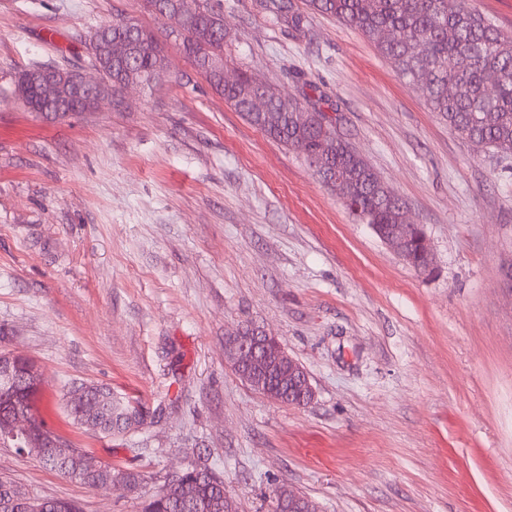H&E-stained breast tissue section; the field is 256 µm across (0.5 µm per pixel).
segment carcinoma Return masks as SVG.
<instances>
[{"label":"carcinoma","instance_id":"1","mask_svg":"<svg viewBox=\"0 0 512 512\" xmlns=\"http://www.w3.org/2000/svg\"><path fill=\"white\" fill-rule=\"evenodd\" d=\"M265 8L276 21H288V32L301 33L309 16L330 17L358 30L392 65L399 78L418 87L430 110L437 113L462 140L503 155H512V35L469 0H305V11L294 9L292 0H269ZM182 52L192 59L224 101L247 121L278 144L303 155L327 186L341 181L351 202L350 213L370 224L382 240L390 226L403 223L405 202L380 178L366 157L336 125L310 102L284 99L272 87L245 72L238 81L224 84L223 13L204 4L182 27L170 29ZM127 42L130 53L115 57L111 45ZM89 65L100 74L99 88L87 89L77 82V72L61 67L37 66L23 72L17 86L26 89L24 104L35 112L66 114L88 112L98 90L112 93V102H122L120 91L129 84L148 87L151 78L166 68V57L155 33L133 21L115 19L99 25L90 36ZM267 99V108L255 112L251 101ZM422 228L406 232L394 250L414 270L430 271ZM30 362L18 360L19 382L7 403L33 415L37 392L28 375ZM269 391L280 402L304 406L297 392H288L277 382ZM76 424L108 436L129 435L148 425L149 414L135 406L92 398L69 407ZM43 462L65 477L95 487L105 477L120 479L131 487L138 475L110 464L93 461L82 448H73L61 458L48 452ZM13 484L0 480V512H82L71 501L54 498L16 499ZM224 480L206 465L186 470L182 481L168 493L144 501L142 512H224Z\"/></svg>","mask_w":512,"mask_h":512}]
</instances>
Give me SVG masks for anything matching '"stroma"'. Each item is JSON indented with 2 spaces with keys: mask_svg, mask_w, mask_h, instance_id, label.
Instances as JSON below:
<instances>
[{
  "mask_svg": "<svg viewBox=\"0 0 512 512\" xmlns=\"http://www.w3.org/2000/svg\"><path fill=\"white\" fill-rule=\"evenodd\" d=\"M224 56L333 115L422 225L417 274L304 158L228 106L172 40L171 73L121 106L47 116L14 93L35 65L85 67L96 25L164 33L145 0H0V353L33 360L35 410L136 489L92 488L0 447V477L83 512H140L204 463L238 512L281 484L321 512H512V156L461 140L358 31L315 15L292 36L261 0H209ZM282 341L314 398L238 378L224 338ZM156 418L73 425L74 386Z\"/></svg>",
  "mask_w": 512,
  "mask_h": 512,
  "instance_id": "stroma-1",
  "label": "stroma"
}]
</instances>
